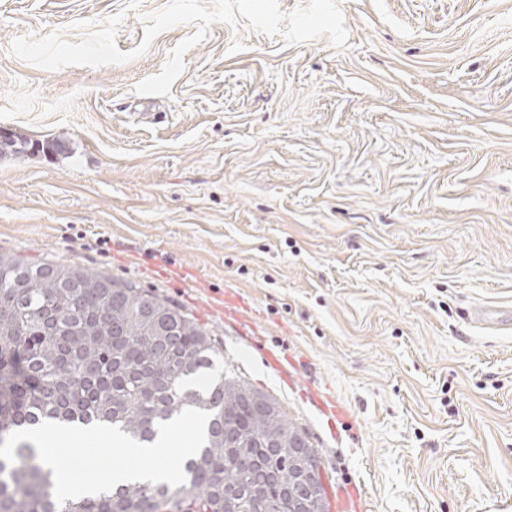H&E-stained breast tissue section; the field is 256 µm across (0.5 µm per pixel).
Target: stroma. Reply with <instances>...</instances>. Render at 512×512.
Returning <instances> with one entry per match:
<instances>
[{"mask_svg":"<svg viewBox=\"0 0 512 512\" xmlns=\"http://www.w3.org/2000/svg\"><path fill=\"white\" fill-rule=\"evenodd\" d=\"M167 3L0 0V134L34 143L0 156V252L206 327L317 450L328 512H512V0H338L343 49L217 22L140 96L198 29L138 54ZM113 17L122 64L10 51Z\"/></svg>","mask_w":512,"mask_h":512,"instance_id":"stroma-1","label":"stroma"}]
</instances>
